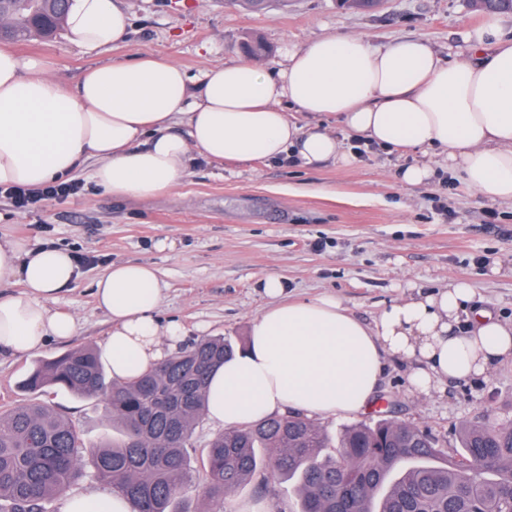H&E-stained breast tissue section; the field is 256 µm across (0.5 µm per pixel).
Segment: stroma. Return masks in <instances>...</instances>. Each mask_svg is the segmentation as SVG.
Listing matches in <instances>:
<instances>
[{"instance_id":"stroma-1","label":"stroma","mask_w":512,"mask_h":512,"mask_svg":"<svg viewBox=\"0 0 512 512\" xmlns=\"http://www.w3.org/2000/svg\"><path fill=\"white\" fill-rule=\"evenodd\" d=\"M132 18L126 41L104 55L72 45L64 32L49 40L16 44L44 60L55 78L75 83L97 60H127L150 50L180 64L194 79L209 68L248 58L261 42L262 60L277 67L287 50L310 39L364 33L382 45L408 36L426 39L440 57L465 47L463 33L485 11L472 0H378L356 10L340 0H123ZM402 161L371 147L353 165L332 162L299 169L287 162L256 161L217 167L195 158L169 194L145 202L118 201L97 188L91 169L73 176L77 194L47 199L22 210L0 192V236L53 244L75 254L79 276L54 306L73 315L79 331L48 341L38 354L0 351V412L35 400L52 405L82 431L86 443L119 441L101 402L51 388L31 394L22 380L36 359L67 350L100 347L112 323L97 307L94 284L113 263H149L161 272V321H176L181 339L168 354L204 337L222 336L243 347L266 299L259 282L281 277L293 299L330 293L348 312L374 324L401 297L469 283L482 307L512 318V205L483 197L458 176L438 170L427 185H401ZM411 362L383 359L378 395L398 420L453 440L461 421L490 415L512 420V359L473 381H448L430 394L415 393ZM293 512L289 484L274 491L249 482L228 497L224 512Z\"/></svg>"}]
</instances>
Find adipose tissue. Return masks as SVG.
Instances as JSON below:
<instances>
[{
	"label": "adipose tissue",
	"instance_id": "obj_1",
	"mask_svg": "<svg viewBox=\"0 0 512 512\" xmlns=\"http://www.w3.org/2000/svg\"><path fill=\"white\" fill-rule=\"evenodd\" d=\"M129 24L120 0H70L64 28L71 44L103 51L124 42ZM500 29L489 15L447 63L420 37L383 46L363 33L318 37L289 51L278 73L255 61L223 63L197 90L179 64L149 50L92 64L70 85L43 61L0 46V189L36 191L89 165L113 197L149 200L169 194L196 155L218 166L347 165L353 156L333 131L338 124L385 152H420L422 162L399 171L403 185L427 183L444 166L478 194L512 204V39ZM176 124L183 132H173ZM76 277L67 249L0 240V284L11 287L0 293V349L24 356L75 336V317L52 304ZM262 291L268 303L245 348L210 377L207 416L226 428L271 415L363 413L386 353L413 363L409 383L424 395L512 359V322L474 306L465 284L399 299L371 326L333 295L288 300L274 275ZM94 297L112 323L100 353L114 380L151 369L165 357L164 342L181 335L179 324L156 316L163 288L153 265L110 264ZM59 499L60 512L129 509L107 486Z\"/></svg>",
	"mask_w": 512,
	"mask_h": 512
}]
</instances>
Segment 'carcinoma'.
<instances>
[{
  "label": "carcinoma",
  "instance_id": "obj_1",
  "mask_svg": "<svg viewBox=\"0 0 512 512\" xmlns=\"http://www.w3.org/2000/svg\"><path fill=\"white\" fill-rule=\"evenodd\" d=\"M48 0H7L0 33L34 37ZM234 352L203 338L126 382L106 378L98 351L82 347L37 361L22 387L63 388L106 404L122 439L96 446L43 403L0 413V512H50L60 491L87 473L121 491L131 512H189L176 501L191 486L188 448L205 415L211 373ZM199 496L224 512L247 482L293 485L296 512H512V428L490 417L461 425L448 450L425 430L383 418L331 440L301 417H272L218 433L203 459Z\"/></svg>",
  "mask_w": 512,
  "mask_h": 512
}]
</instances>
